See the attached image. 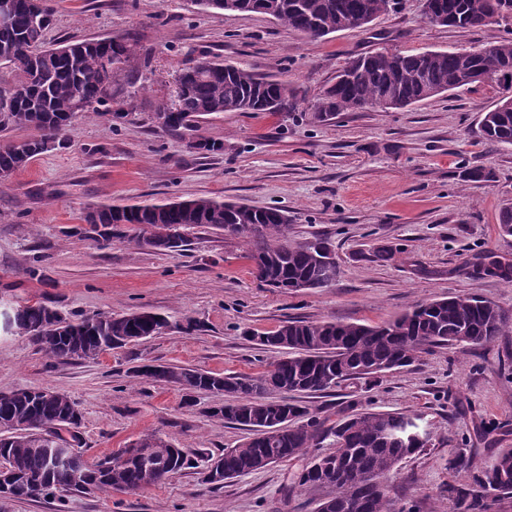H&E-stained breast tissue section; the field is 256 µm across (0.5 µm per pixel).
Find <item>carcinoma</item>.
I'll list each match as a JSON object with an SVG mask.
<instances>
[{"label": "carcinoma", "instance_id": "carcinoma-1", "mask_svg": "<svg viewBox=\"0 0 512 512\" xmlns=\"http://www.w3.org/2000/svg\"><path fill=\"white\" fill-rule=\"evenodd\" d=\"M11 21L0 27V64L14 74L11 86L20 96L0 103V132L27 129L32 134L0 147V177L26 167L51 148L67 141L50 136L68 131L79 116L110 122L128 121L130 112L115 100V86L132 78L134 44L124 37L64 40L46 45L54 9L35 17L30 0H18ZM203 10L261 12L283 26L306 35L325 37L352 27L367 11L377 15L389 0H188ZM446 18L434 24L477 28L493 21L492 0H438ZM478 69L486 80L506 82L512 72V40L503 39L475 51L426 50L415 54L373 52L343 67L336 81L316 105L318 118L339 112L381 107L394 98L404 108L452 87L470 84L469 73ZM165 127L190 126L192 118L208 112H282L297 107L292 85L217 58L207 65L180 69ZM482 139L490 144H512V110L500 107L484 113ZM85 238L98 242L127 237L122 224H140L130 236L145 246V226L161 224L165 239L151 248L171 250L186 242L195 227L224 230L249 242L248 258L264 264L263 285L282 293L304 288H327L339 275L337 261L315 237L299 244L288 242V217L278 208H256L244 203L197 198L189 207L174 202L103 205L97 217L85 215ZM15 332L28 339L54 361L95 359L104 352L147 340L171 327L164 315L131 312L94 315L73 320L40 302L19 307L12 323ZM512 334V315L496 303L472 296H454L419 302L380 324L288 320L278 328L251 334L262 347L288 350L256 377L222 376L198 370L166 366V382L183 390H204L229 395L233 402L213 407L209 415L251 432L236 448L210 460L218 462L220 478L205 474V481L221 486L227 479L261 469L258 459L275 462L305 460L297 474V486L332 488L320 502L323 512H398L388 491L370 484L386 478L407 458L421 452L429 441L416 419L399 413L369 412L348 405L331 421L310 412L291 394L334 389L350 380L375 382L378 368H402L433 348L482 346ZM82 415L65 393L41 389H17L0 393V461L10 468L13 481L4 500H39L56 494L110 493L157 485L194 465L189 453L153 434L140 437L136 450L122 463L105 458L89 461L73 448ZM332 440L334 451L307 458V449ZM69 452L67 464L58 466V451ZM448 468L472 474L473 481L503 493L512 492V448L498 451L485 469L474 470L472 458L457 452ZM492 504L481 495L460 493L458 512H489Z\"/></svg>", "mask_w": 512, "mask_h": 512}]
</instances>
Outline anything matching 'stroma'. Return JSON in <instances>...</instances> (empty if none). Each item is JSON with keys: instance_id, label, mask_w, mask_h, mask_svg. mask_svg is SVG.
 I'll list each match as a JSON object with an SVG mask.
<instances>
[{"instance_id": "stroma-1", "label": "stroma", "mask_w": 512, "mask_h": 512, "mask_svg": "<svg viewBox=\"0 0 512 512\" xmlns=\"http://www.w3.org/2000/svg\"><path fill=\"white\" fill-rule=\"evenodd\" d=\"M47 44L128 37L148 60L131 87V115L115 126L77 118L66 147L37 156L0 180V300L41 302L84 317L150 311L176 329L94 360L53 363L27 337L0 326V393L19 388L65 392L81 413L78 450L105 458L155 433L193 459L236 447L246 431L210 417L221 395L133 377L145 364L257 376L277 351L243 332L284 321L376 325L416 301L469 295L512 313V284L488 273L512 263V236L498 233L512 206V146H492L480 122L505 90L484 82L405 109L344 112L327 121L314 105L336 73L360 54L395 50L469 51L512 38V21L458 29L429 23L422 0H396L368 27L313 39L258 12H206L186 0H53ZM218 54L298 90L292 112H217L168 131L157 108L177 70ZM219 143L216 151L189 148ZM469 168L490 180L465 181ZM200 197L279 207L288 239L330 238L340 273L331 287L283 294L262 286L248 246L223 232L189 231L176 250L125 240L99 246L83 237V216L99 204ZM393 252L378 259L379 250ZM191 330H184V323ZM303 404L336 418L350 403L418 418L428 448L404 461L389 483L408 512H457L471 476L448 468V453L473 454L476 468L512 448V335L422 355L410 367L352 380ZM292 461L216 487L197 466L158 485L112 494L0 501V512H314L328 490L296 488Z\"/></svg>"}]
</instances>
